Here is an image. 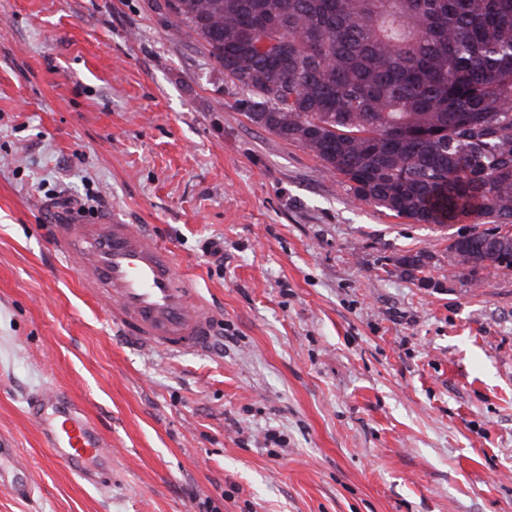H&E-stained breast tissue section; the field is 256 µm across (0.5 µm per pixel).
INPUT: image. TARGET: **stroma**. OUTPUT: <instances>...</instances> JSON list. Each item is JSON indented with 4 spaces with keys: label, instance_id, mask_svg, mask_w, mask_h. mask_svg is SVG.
<instances>
[{
    "label": "stroma",
    "instance_id": "stroma-1",
    "mask_svg": "<svg viewBox=\"0 0 512 512\" xmlns=\"http://www.w3.org/2000/svg\"><path fill=\"white\" fill-rule=\"evenodd\" d=\"M241 96L152 0H0V466L30 479L0 512H512V271L474 287L446 248L475 218L355 200ZM115 211L174 249L210 351L125 341L55 253ZM50 387L111 442L102 485L28 418Z\"/></svg>",
    "mask_w": 512,
    "mask_h": 512
}]
</instances>
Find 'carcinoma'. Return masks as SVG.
<instances>
[{"label":"carcinoma","mask_w":512,"mask_h":512,"mask_svg":"<svg viewBox=\"0 0 512 512\" xmlns=\"http://www.w3.org/2000/svg\"><path fill=\"white\" fill-rule=\"evenodd\" d=\"M243 98L353 197L442 228L477 216L512 270V0H164Z\"/></svg>","instance_id":"obj_1"}]
</instances>
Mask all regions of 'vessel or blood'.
<instances>
[{
    "mask_svg": "<svg viewBox=\"0 0 512 512\" xmlns=\"http://www.w3.org/2000/svg\"><path fill=\"white\" fill-rule=\"evenodd\" d=\"M54 249L79 260L83 292L103 305L120 336L145 351L166 355L206 351L215 313L194 284L175 273L173 251L147 229L120 219L69 218L51 227ZM50 457L93 484L112 452L70 398L44 390L27 404Z\"/></svg>",
    "mask_w": 512,
    "mask_h": 512,
    "instance_id": "b4317fda",
    "label": "vessel or blood"
}]
</instances>
